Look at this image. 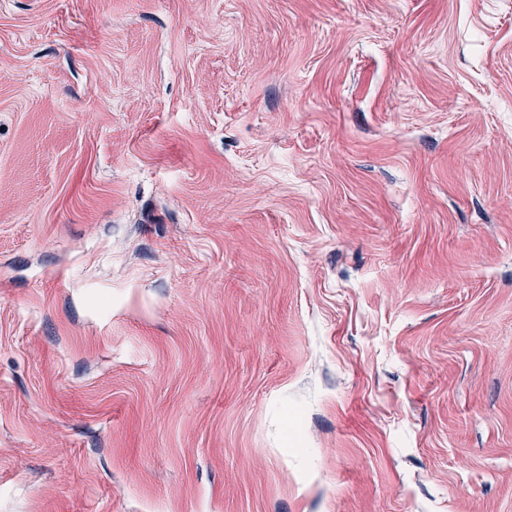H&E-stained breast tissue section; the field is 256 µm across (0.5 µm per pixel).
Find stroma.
I'll return each mask as SVG.
<instances>
[{"label": "stroma", "instance_id": "stroma-1", "mask_svg": "<svg viewBox=\"0 0 512 512\" xmlns=\"http://www.w3.org/2000/svg\"><path fill=\"white\" fill-rule=\"evenodd\" d=\"M0 512H512V0H0Z\"/></svg>", "mask_w": 512, "mask_h": 512}]
</instances>
